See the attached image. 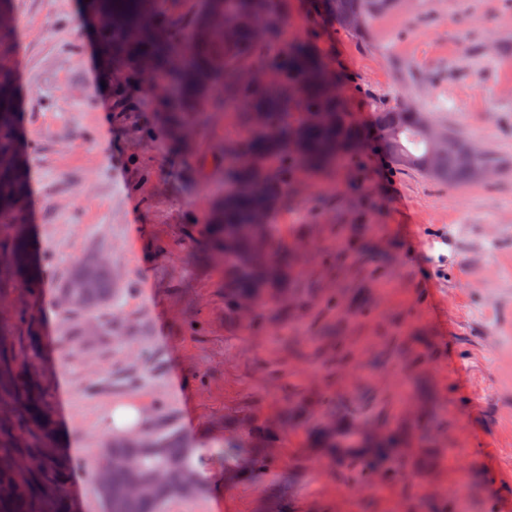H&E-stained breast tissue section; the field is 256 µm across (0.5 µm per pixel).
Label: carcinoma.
I'll use <instances>...</instances> for the list:
<instances>
[{
  "instance_id": "1",
  "label": "carcinoma",
  "mask_w": 512,
  "mask_h": 512,
  "mask_svg": "<svg viewBox=\"0 0 512 512\" xmlns=\"http://www.w3.org/2000/svg\"><path fill=\"white\" fill-rule=\"evenodd\" d=\"M147 0H93L101 21L103 46L146 61L152 70L173 77L182 97L168 119L179 129L202 107L232 108L246 128L243 137L224 140V189L208 224L211 250L224 268L226 303L234 309L243 297L259 303L288 290L292 258L280 249L268 252L263 240H272L275 225L254 224L259 209L274 213L287 200L302 172L334 171L365 140L353 123L337 89L321 77L325 63L301 41L286 37L270 13L274 0H202L196 35L184 40L165 21L143 22ZM333 16L351 15L368 22L390 5V0H318ZM267 70V82L243 83L240 73ZM421 109L388 108L377 114L376 129L384 139L399 134L404 148L428 152L417 132ZM16 118L13 77L0 69V248L9 250L13 269L10 281L32 293L42 288L39 263L27 233L13 229L22 217L12 202L27 193L25 169L5 161L19 142L13 134ZM449 146L436 162L435 178L453 185L474 181L477 168H490V158L479 150L465 151L469 140L459 131L446 130ZM298 139L302 154L289 152ZM112 270L88 256L67 276L61 292L70 296L86 316L107 306L115 292ZM26 335L15 334L0 323V355L17 364L11 378L0 382V397H12L16 414L0 420V455L39 454L42 467L0 472V512H75L68 493L69 465L54 447L56 425L50 398L40 383L39 328L25 309L16 314ZM327 448H352L357 438L334 431L322 433ZM263 449L254 443L238 445L226 440L206 451L186 444L177 434L144 429L136 435L117 436L99 450L97 465L106 466L108 482L98 484L108 512H160L170 499L207 491L206 475L242 462L262 465ZM187 471L198 481L182 485Z\"/></svg>"
}]
</instances>
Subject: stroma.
Returning a JSON list of instances; mask_svg holds the SVG:
<instances>
[{
  "mask_svg": "<svg viewBox=\"0 0 512 512\" xmlns=\"http://www.w3.org/2000/svg\"><path fill=\"white\" fill-rule=\"evenodd\" d=\"M9 12L0 65L42 288L11 285L0 317L23 308L40 325L76 512H106L95 460L116 403L196 448L231 427L274 450L254 482L228 488L215 473L161 512H512V0H393L357 31L312 0H279L276 21L336 73L364 132L376 112L414 105L498 166L456 186L366 146L340 171L300 175L275 214L274 245L297 259L288 293L243 315L201 259L236 117L203 109L172 141L170 87L101 47L89 0H10ZM90 255L119 291L96 313L103 331L81 336L60 289ZM330 427L396 446L333 458L317 442ZM455 484L462 495H445Z\"/></svg>",
  "mask_w": 512,
  "mask_h": 512,
  "instance_id": "35a3bbf8",
  "label": "stroma"
}]
</instances>
